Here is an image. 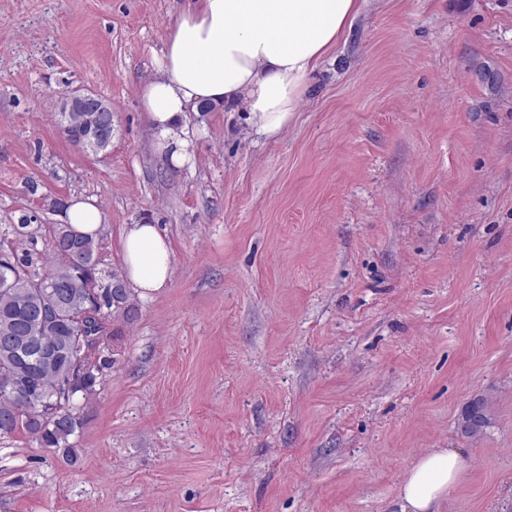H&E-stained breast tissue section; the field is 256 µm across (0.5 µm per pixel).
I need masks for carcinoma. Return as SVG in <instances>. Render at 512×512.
I'll return each mask as SVG.
<instances>
[{
    "label": "carcinoma",
    "mask_w": 512,
    "mask_h": 512,
    "mask_svg": "<svg viewBox=\"0 0 512 512\" xmlns=\"http://www.w3.org/2000/svg\"><path fill=\"white\" fill-rule=\"evenodd\" d=\"M69 141L82 138V149L105 151L112 140L97 138L84 113H61ZM98 241L75 236L67 224L52 229V261L35 268L28 252L0 256V438L23 433L73 465L78 449L71 439L84 425L83 409L95 394L97 374L112 368L106 343L118 340L110 322H130L138 306L120 272L106 283L97 277ZM94 309L99 325L85 315ZM23 382L35 393L30 401L7 394Z\"/></svg>",
    "instance_id": "obj_1"
}]
</instances>
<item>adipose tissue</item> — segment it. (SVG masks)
Instances as JSON below:
<instances>
[{
  "label": "adipose tissue",
  "mask_w": 512,
  "mask_h": 512,
  "mask_svg": "<svg viewBox=\"0 0 512 512\" xmlns=\"http://www.w3.org/2000/svg\"><path fill=\"white\" fill-rule=\"evenodd\" d=\"M368 0H185L140 101L152 142L171 166L193 163L189 113L245 107L257 133L277 137L298 109L311 77L352 28ZM78 234L99 237L107 221L96 198H71L61 217ZM121 275L139 296L169 287L173 250L158 226L125 225ZM463 469L459 452L420 455L399 488V512H433Z\"/></svg>",
  "instance_id": "obj_1"
}]
</instances>
